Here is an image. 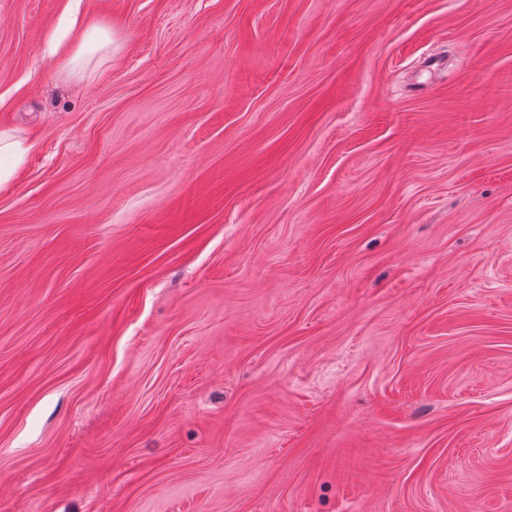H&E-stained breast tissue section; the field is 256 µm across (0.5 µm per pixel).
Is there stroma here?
Here are the masks:
<instances>
[{
  "label": "stroma",
  "instance_id": "35a3bbf8",
  "mask_svg": "<svg viewBox=\"0 0 512 512\" xmlns=\"http://www.w3.org/2000/svg\"><path fill=\"white\" fill-rule=\"evenodd\" d=\"M1 130L0 512H512V0H0ZM26 151L19 141L0 132V183L14 176Z\"/></svg>",
  "mask_w": 512,
  "mask_h": 512
}]
</instances>
